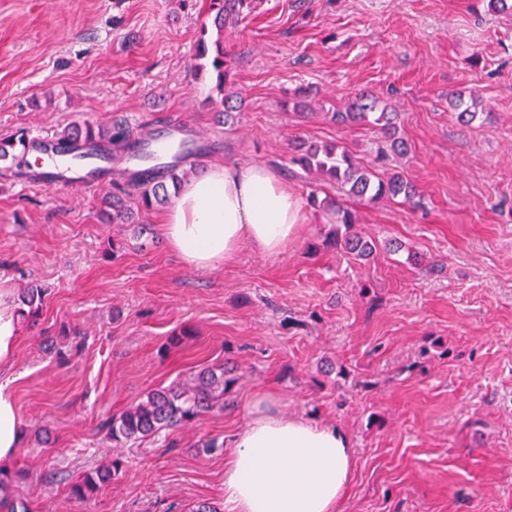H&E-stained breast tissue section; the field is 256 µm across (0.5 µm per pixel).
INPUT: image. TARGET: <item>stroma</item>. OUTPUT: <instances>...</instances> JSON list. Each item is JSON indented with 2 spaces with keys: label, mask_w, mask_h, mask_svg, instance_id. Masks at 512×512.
Listing matches in <instances>:
<instances>
[{
  "label": "stroma",
  "mask_w": 512,
  "mask_h": 512,
  "mask_svg": "<svg viewBox=\"0 0 512 512\" xmlns=\"http://www.w3.org/2000/svg\"><path fill=\"white\" fill-rule=\"evenodd\" d=\"M208 0H0V137L125 121L142 136L188 121L209 136L195 164L264 163L302 200L277 258L252 250L202 273L159 231L163 206L110 185L28 184L0 160V276L46 295L0 364L22 441L0 497L22 512H185L222 507L228 444L258 393L345 430L353 477L341 512H512V14L487 0H254L225 27L223 91L197 73ZM307 89L308 112L288 104ZM365 91L398 112V170L422 202L354 203L374 256L321 241L333 217L307 205L336 186L293 164L298 145L372 161L383 138L331 120ZM475 94L456 121L448 94ZM239 100L233 122L222 96ZM117 255H110L111 246ZM189 338L174 347L183 329ZM225 366L235 383L189 425L116 442L104 418L156 388ZM219 448L205 449L209 439ZM120 460L84 500L70 486Z\"/></svg>",
  "instance_id": "stroma-1"
}]
</instances>
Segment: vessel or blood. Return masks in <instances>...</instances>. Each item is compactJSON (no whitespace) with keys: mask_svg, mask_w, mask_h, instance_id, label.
<instances>
[{"mask_svg":"<svg viewBox=\"0 0 512 512\" xmlns=\"http://www.w3.org/2000/svg\"><path fill=\"white\" fill-rule=\"evenodd\" d=\"M185 127L180 123L166 126L162 135L146 138L142 149L155 155L153 165L164 169L163 152L175 141L185 140ZM31 142L38 168L42 173L50 175L51 186L76 187L84 190L96 189L102 186L101 170L109 167V160L91 152L70 150L65 144L47 135H35Z\"/></svg>","mask_w":512,"mask_h":512,"instance_id":"vessel-or-blood-1","label":"vessel or blood"}]
</instances>
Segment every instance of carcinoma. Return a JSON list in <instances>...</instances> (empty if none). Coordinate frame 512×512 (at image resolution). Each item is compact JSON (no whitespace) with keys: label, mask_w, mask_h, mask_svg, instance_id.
Wrapping results in <instances>:
<instances>
[{"label":"carcinoma","mask_w":512,"mask_h":512,"mask_svg":"<svg viewBox=\"0 0 512 512\" xmlns=\"http://www.w3.org/2000/svg\"><path fill=\"white\" fill-rule=\"evenodd\" d=\"M251 7L249 0H209V13L213 14V24L217 31L224 32L226 21L237 20L238 16ZM207 27H201L197 42V58L202 60L199 69H207L215 75L216 90L224 94V82L230 72L228 54L224 51V42L218 37L213 42L206 40ZM448 99L457 111V118L464 121L472 116L471 108L477 103L475 96L465 98L460 92L448 93ZM332 118L342 123H356L375 127L383 132L388 147L378 150L377 158H387V152L403 154L407 143L398 137L396 113L387 111L382 101L364 93L355 95L346 111L332 113ZM56 137L67 142L72 149L92 148L112 158L118 154L133 156L141 147V137L121 121H115L109 127L91 124H73L56 133ZM25 145V137H6L0 139V160H11L20 169H29L31 165L25 153H15L17 146ZM206 152L203 146H196L183 153L168 164L162 175L151 169L117 172L112 180V197L105 199L109 211L105 212L108 221L114 224L135 223L133 213L123 206L122 193L126 188L137 190L140 205L150 210L158 204L166 203L170 198V189H178L188 177L182 169L181 161L191 155ZM293 162L305 171H316L336 183L339 189L350 199L374 202L381 198H404V202H413L416 189L401 172L396 171L383 177L371 166H366L345 148L337 144L323 146L303 145L297 148ZM326 209L336 215V224L325 237L323 245L329 249L339 248L354 260H367L375 252L372 241L353 231L356 224L354 212L338 200L326 201ZM44 290L30 287L21 295L18 314L23 320H34L39 315ZM232 380L225 377L224 368H205L195 379L194 386L183 388H161L150 391L146 400L135 407L125 410L106 422L112 439L135 441L150 437L163 429L175 428L191 423L202 414L211 411L229 391ZM118 470L117 464L102 467L85 475L74 484L72 492L78 497H86L98 488L112 481Z\"/></svg>","instance_id":"cac0c4a2"}]
</instances>
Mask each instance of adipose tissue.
Returning a JSON list of instances; mask_svg holds the SVG:
<instances>
[{
	"label": "adipose tissue",
	"instance_id": "ef3b65f1",
	"mask_svg": "<svg viewBox=\"0 0 512 512\" xmlns=\"http://www.w3.org/2000/svg\"><path fill=\"white\" fill-rule=\"evenodd\" d=\"M301 223V204L261 163L209 166L183 185L161 218V233L187 266L208 271L249 247L280 256ZM20 419L0 390V466L20 446ZM353 448L340 428L277 408L260 394L224 463L225 512H339L349 488Z\"/></svg>",
	"mask_w": 512,
	"mask_h": 512
}]
</instances>
